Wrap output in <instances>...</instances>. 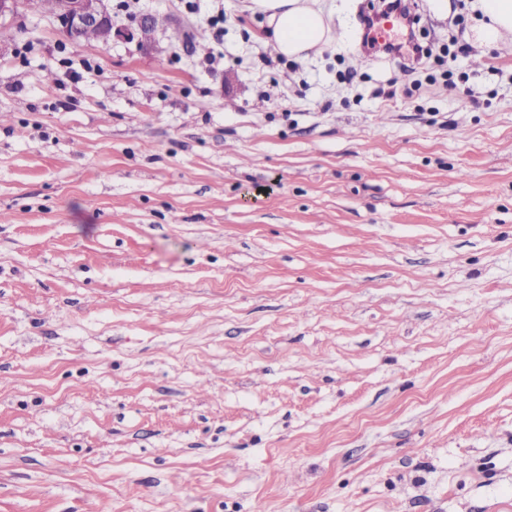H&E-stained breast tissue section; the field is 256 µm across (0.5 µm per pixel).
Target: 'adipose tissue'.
<instances>
[{
  "label": "adipose tissue",
  "instance_id": "obj_1",
  "mask_svg": "<svg viewBox=\"0 0 512 512\" xmlns=\"http://www.w3.org/2000/svg\"><path fill=\"white\" fill-rule=\"evenodd\" d=\"M252 12L266 17L269 37L290 59L303 58L334 39L331 16L321 0H250ZM476 42L496 46L512 39V0H473Z\"/></svg>",
  "mask_w": 512,
  "mask_h": 512
}]
</instances>
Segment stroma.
Returning <instances> with one entry per match:
<instances>
[{
	"instance_id": "obj_1",
	"label": "stroma",
	"mask_w": 512,
	"mask_h": 512,
	"mask_svg": "<svg viewBox=\"0 0 512 512\" xmlns=\"http://www.w3.org/2000/svg\"><path fill=\"white\" fill-rule=\"evenodd\" d=\"M438 1L414 70L378 0L301 59L247 0L14 19L0 512H512V42ZM109 0H57L55 11L50 15L57 29L66 37L76 38L81 33L100 27L110 28L111 39L133 40L141 46L151 45L157 33L154 14L142 16L134 29H112V13ZM109 41L105 29L82 34L78 42Z\"/></svg>"
}]
</instances>
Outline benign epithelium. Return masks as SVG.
Masks as SVG:
<instances>
[{"instance_id": "benign-epithelium-1", "label": "benign epithelium", "mask_w": 512, "mask_h": 512, "mask_svg": "<svg viewBox=\"0 0 512 512\" xmlns=\"http://www.w3.org/2000/svg\"><path fill=\"white\" fill-rule=\"evenodd\" d=\"M26 13H42L41 0H0V26L8 28L12 20ZM51 19L60 33L71 38L88 30L107 27L111 29L113 39H136L140 45L147 46L154 42L157 33L152 14L141 17L133 29L112 28L109 0H57Z\"/></svg>"}]
</instances>
